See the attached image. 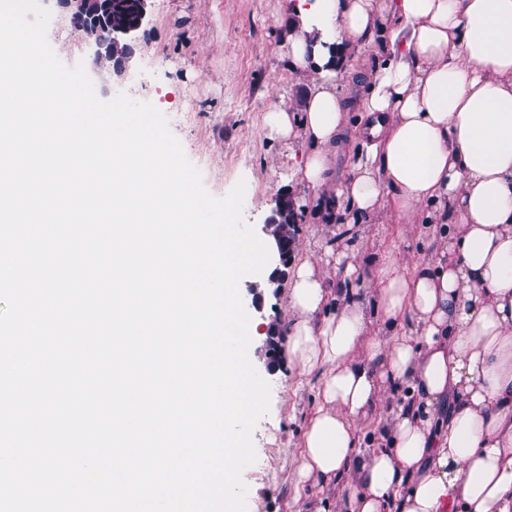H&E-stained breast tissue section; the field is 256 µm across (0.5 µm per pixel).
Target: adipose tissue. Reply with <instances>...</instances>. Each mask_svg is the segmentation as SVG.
Instances as JSON below:
<instances>
[{
    "instance_id": "adipose-tissue-1",
    "label": "adipose tissue",
    "mask_w": 512,
    "mask_h": 512,
    "mask_svg": "<svg viewBox=\"0 0 512 512\" xmlns=\"http://www.w3.org/2000/svg\"><path fill=\"white\" fill-rule=\"evenodd\" d=\"M289 13L305 95L263 125L308 143L293 176L312 220L382 210L439 245L408 264L327 244L294 268L288 357L321 379L292 480L336 491L305 512H512V0H294ZM399 388L364 449L357 422Z\"/></svg>"
}]
</instances>
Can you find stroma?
<instances>
[{
    "instance_id": "1",
    "label": "stroma",
    "mask_w": 512,
    "mask_h": 512,
    "mask_svg": "<svg viewBox=\"0 0 512 512\" xmlns=\"http://www.w3.org/2000/svg\"><path fill=\"white\" fill-rule=\"evenodd\" d=\"M289 7V0H149V20L135 39L129 72L107 81L92 78L100 99L124 93L163 113L212 196H225L244 184L242 218L256 231L270 215L277 194L289 192L298 202L310 196L290 178L305 144L281 146L268 140L262 128L264 112L295 105L301 93L288 77L282 54ZM46 36L64 65L92 70L85 36L64 14L52 11ZM295 236L298 261L319 255L329 238L339 251L390 253L402 260L434 249L419 225L391 224L380 215L333 232L328 225L311 223L302 210ZM239 293L244 310L260 329L284 323L286 292L267 290L261 304H254L252 278L246 275ZM265 350L261 339L251 352V363L270 384L271 393L269 409L252 433L256 459L241 473L247 512H304L306 501L319 493L311 488L295 497L288 475L316 404L320 376L301 373L284 355L274 368H267Z\"/></svg>"
}]
</instances>
